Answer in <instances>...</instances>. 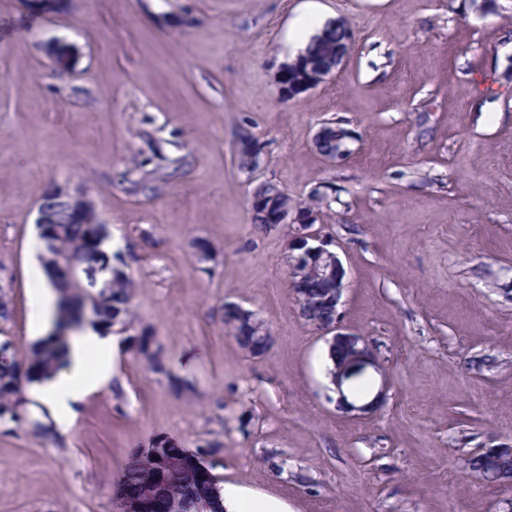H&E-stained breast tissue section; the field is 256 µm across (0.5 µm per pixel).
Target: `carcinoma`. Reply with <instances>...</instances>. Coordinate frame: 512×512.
<instances>
[{"instance_id": "carcinoma-1", "label": "carcinoma", "mask_w": 512, "mask_h": 512, "mask_svg": "<svg viewBox=\"0 0 512 512\" xmlns=\"http://www.w3.org/2000/svg\"><path fill=\"white\" fill-rule=\"evenodd\" d=\"M346 29L323 26L304 50L288 64V86L308 84L317 76L331 71L336 55L345 47ZM277 206L250 203V223L265 230L273 222ZM62 234L54 237L56 254L77 262L86 273L84 287L74 288L66 281L55 283L61 297L76 309L85 301L97 307L98 323L110 329L116 324L129 326L133 322L132 299L135 282L124 270L112 265L114 256L104 249L100 224H61ZM110 287H105L107 281ZM132 350L141 362L153 371L168 373L161 347L155 337L142 332L128 337ZM63 338L54 333L33 343L29 350L18 354L14 344L0 341V407L13 410L11 421L26 423L46 440L56 438L52 423L31 418L26 386L49 378L63 367ZM185 455L180 448L160 443L134 455L124 469L117 492L123 486L148 479L155 484V512H174L178 505L189 501L197 488L198 473L179 468L171 470L160 464L163 458L173 460Z\"/></svg>"}]
</instances>
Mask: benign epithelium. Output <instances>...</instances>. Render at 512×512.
<instances>
[{"label":"benign epithelium","instance_id":"7a95c632","mask_svg":"<svg viewBox=\"0 0 512 512\" xmlns=\"http://www.w3.org/2000/svg\"><path fill=\"white\" fill-rule=\"evenodd\" d=\"M55 44L56 41H49L45 52L54 71L68 73L75 68L78 50L74 47L66 57L58 60L52 55ZM352 139V131L345 127L322 125L316 130L312 144L314 149L325 152L331 147L336 148L335 153L327 156L328 160L336 162L347 154V143ZM60 210L84 224L101 223L94 202L84 190L67 181L56 183L38 205L35 224L42 241L60 231L55 226ZM288 222L296 225L288 241V268L299 310L303 313L311 305H322L330 311V317L325 319L307 315L304 319L325 337L328 356L332 357V368L328 369L327 375L337 395L336 408L357 416L369 414L380 406L383 390H378L369 400L357 399L352 396L351 385L372 371L384 375L385 367L373 342L348 331L342 324L346 271L339 253L333 249L335 240L314 229L313 212L303 210L292 214L287 206L279 208L276 223ZM41 260L50 278L65 279L74 285L80 283L79 268L75 262L46 252L41 255ZM224 313L232 315L231 321L237 326H244V334L250 336V340L242 345L247 353L260 356L270 348L273 337L252 313L235 303L224 304ZM478 455L497 460L504 471L512 468V446L482 448ZM152 498L153 492L148 484L124 494L121 498L123 512H150L148 503Z\"/></svg>","mask_w":512,"mask_h":512}]
</instances>
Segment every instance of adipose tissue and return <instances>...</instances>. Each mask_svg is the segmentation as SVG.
Instances as JSON below:
<instances>
[{"label":"adipose tissue","instance_id":"obj_1","mask_svg":"<svg viewBox=\"0 0 512 512\" xmlns=\"http://www.w3.org/2000/svg\"><path fill=\"white\" fill-rule=\"evenodd\" d=\"M66 368L33 388V395L68 426L75 405L112 377L114 338L104 328H88L67 341Z\"/></svg>","mask_w":512,"mask_h":512}]
</instances>
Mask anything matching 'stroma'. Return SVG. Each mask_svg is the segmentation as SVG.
<instances>
[{
  "label": "stroma",
  "instance_id": "obj_1",
  "mask_svg": "<svg viewBox=\"0 0 512 512\" xmlns=\"http://www.w3.org/2000/svg\"><path fill=\"white\" fill-rule=\"evenodd\" d=\"M340 18L344 65L295 99L275 74L301 50L298 18ZM79 51L55 73L44 52ZM353 132L338 163L320 123ZM261 149L238 169L241 133ZM153 183L157 194L123 182ZM82 186L136 283L131 334L155 336L168 374L116 335L115 376L47 441L0 425V512H120L130 456L158 442L224 444L221 485L288 512H512V483L464 460L512 445V0H0V275L39 340L37 205ZM271 183L291 208L325 202L348 272L343 324L375 343L382 407L330 403L325 339L301 318L285 263L292 227L257 230L248 198ZM205 243L200 259L197 243ZM275 338L260 357L224 333L225 302ZM192 382L181 395L172 377Z\"/></svg>",
  "mask_w": 512,
  "mask_h": 512
}]
</instances>
